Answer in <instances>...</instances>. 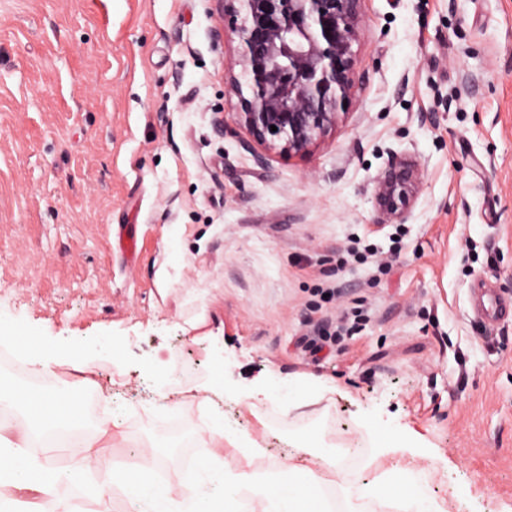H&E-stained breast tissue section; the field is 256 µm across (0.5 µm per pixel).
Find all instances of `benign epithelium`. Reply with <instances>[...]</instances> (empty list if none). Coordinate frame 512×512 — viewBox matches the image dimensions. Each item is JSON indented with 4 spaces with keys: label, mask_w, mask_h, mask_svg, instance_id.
<instances>
[{
    "label": "benign epithelium",
    "mask_w": 512,
    "mask_h": 512,
    "mask_svg": "<svg viewBox=\"0 0 512 512\" xmlns=\"http://www.w3.org/2000/svg\"><path fill=\"white\" fill-rule=\"evenodd\" d=\"M240 38V75L226 82L236 98L242 147L262 165L270 154L303 155L345 121L356 94L362 0H231ZM276 130H271V127ZM422 184L417 164L394 157L377 178L379 213L403 221Z\"/></svg>",
    "instance_id": "obj_1"
}]
</instances>
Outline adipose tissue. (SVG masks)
I'll list each match as a JSON object with an SVG mask.
<instances>
[{
	"instance_id": "ef3b65f1",
	"label": "adipose tissue",
	"mask_w": 512,
	"mask_h": 512,
	"mask_svg": "<svg viewBox=\"0 0 512 512\" xmlns=\"http://www.w3.org/2000/svg\"><path fill=\"white\" fill-rule=\"evenodd\" d=\"M332 386L310 379L288 381V399L264 388L254 393L250 411L268 403L283 413L298 398L318 403ZM224 388L215 383L200 396L198 424L186 425L174 405L160 401L154 414L168 422L167 449L143 455L133 467H116L96 479L97 466L121 426L117 416L89 423L81 405L49 386L19 388L0 381V405L16 415L0 418V500L15 488L35 491L30 512H77L79 502L120 492L136 512H445L434 498L426 469L404 461L405 445L392 440L386 427L366 423L374 447L391 456L389 467L360 458L352 471L340 467L344 447L330 450L318 429L290 432L283 460L274 462L275 480L260 481L255 467L268 451L260 438L225 422L219 410ZM79 437L82 451L73 456L69 474L50 464L45 454ZM205 454L181 469L178 487L166 479L176 460L170 451L187 445Z\"/></svg>"
}]
</instances>
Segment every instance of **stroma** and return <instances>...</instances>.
Returning a JSON list of instances; mask_svg holds the SVG:
<instances>
[{
    "label": "stroma",
    "instance_id": "obj_1",
    "mask_svg": "<svg viewBox=\"0 0 512 512\" xmlns=\"http://www.w3.org/2000/svg\"><path fill=\"white\" fill-rule=\"evenodd\" d=\"M222 9L0 0V331L111 388L102 469L163 444L157 394L191 419L216 379L312 374L336 386L327 439L411 424L447 512H512V319L483 326L468 299L481 277L512 297V0H363L345 123L261 166L224 93L240 42L214 39ZM395 156L423 171L403 222L373 199ZM360 238L376 259L337 266ZM316 288L367 318L346 350L299 344ZM224 417L278 457L309 422L234 402Z\"/></svg>",
    "mask_w": 512,
    "mask_h": 512
}]
</instances>
